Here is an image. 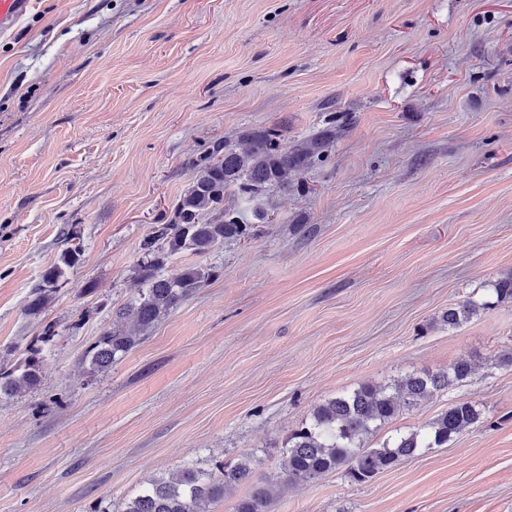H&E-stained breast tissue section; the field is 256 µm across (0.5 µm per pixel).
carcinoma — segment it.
I'll list each match as a JSON object with an SVG mask.
<instances>
[{"mask_svg": "<svg viewBox=\"0 0 512 512\" xmlns=\"http://www.w3.org/2000/svg\"><path fill=\"white\" fill-rule=\"evenodd\" d=\"M335 135L336 130L328 129L288 147L279 132L269 128L245 134L235 144H213L203 159L193 164L175 220L153 226L143 241L145 260L139 265L138 278L144 288L115 310L116 319L133 322L136 332L114 328L96 336L84 352V361L91 369L112 368V362L136 347L159 320L215 276L211 267L189 265L173 277L162 278L159 269L169 256L206 254L226 240L240 241L249 236L252 224L245 215L224 208L226 194L258 196L271 187L288 186L293 176L326 157ZM79 260L77 247L62 253L29 295L27 314L36 316L46 310L59 282ZM488 306L487 302L466 301L449 307L442 320L457 327ZM57 335L55 324H45L16 366L8 371L0 369V396H15L38 385L42 348L37 343L47 345ZM471 373V364L460 361L443 373H411L386 384L367 382L349 394L327 400L288 437L281 471L240 499L235 512H269L275 488L309 482L339 469L350 481L366 483L424 448L444 446L480 421L481 411L472 402L459 400L423 429L388 439L378 448L365 444L399 413L466 381ZM252 474L250 457L234 465L217 460L209 471L186 464L175 474L148 482L127 500L123 512H210L213 503L249 481Z\"/></svg>", "mask_w": 512, "mask_h": 512, "instance_id": "carcinoma-1", "label": "carcinoma"}]
</instances>
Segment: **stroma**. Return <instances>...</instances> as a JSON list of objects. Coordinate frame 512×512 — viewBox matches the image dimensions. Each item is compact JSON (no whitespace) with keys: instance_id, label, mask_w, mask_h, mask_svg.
Here are the masks:
<instances>
[{"instance_id":"35a3bbf8","label":"stroma","mask_w":512,"mask_h":512,"mask_svg":"<svg viewBox=\"0 0 512 512\" xmlns=\"http://www.w3.org/2000/svg\"><path fill=\"white\" fill-rule=\"evenodd\" d=\"M347 113L328 159L265 192L271 223L103 373L83 353L132 299L143 240L213 143ZM79 263L40 317L32 286ZM512 0H34L0 35V366L46 323L40 382L0 398V512H122L152 478L254 455L368 381L474 363L371 437L455 400L480 423L369 482L289 486L270 512H512ZM78 332H71L75 321ZM80 249L68 248L57 263L49 267L42 275L40 283L29 295L25 311L29 315H40L50 304L58 290V284L65 278L67 271L77 265L80 260ZM488 306V302L479 305L474 301H466L449 307L448 311L443 314L442 320L448 323V327H457L477 315L481 309L488 308Z\"/></svg>"}]
</instances>
